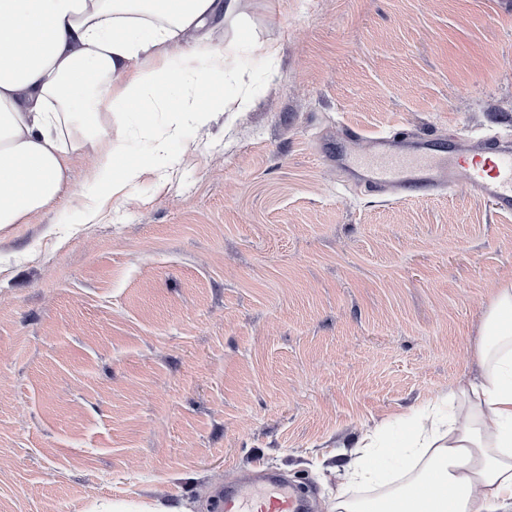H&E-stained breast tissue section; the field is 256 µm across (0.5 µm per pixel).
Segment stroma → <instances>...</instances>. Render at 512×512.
Returning a JSON list of instances; mask_svg holds the SVG:
<instances>
[{
  "label": "stroma",
  "instance_id": "35a3bbf8",
  "mask_svg": "<svg viewBox=\"0 0 512 512\" xmlns=\"http://www.w3.org/2000/svg\"><path fill=\"white\" fill-rule=\"evenodd\" d=\"M206 35L227 110L129 132L153 168L123 197L101 143L69 152L0 229V512H214L255 465L327 512L344 442L477 371L512 216L368 192L336 134L512 139V0H239Z\"/></svg>",
  "mask_w": 512,
  "mask_h": 512
}]
</instances>
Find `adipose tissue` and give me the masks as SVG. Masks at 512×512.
I'll return each mask as SVG.
<instances>
[{
	"instance_id": "adipose-tissue-1",
	"label": "adipose tissue",
	"mask_w": 512,
	"mask_h": 512,
	"mask_svg": "<svg viewBox=\"0 0 512 512\" xmlns=\"http://www.w3.org/2000/svg\"><path fill=\"white\" fill-rule=\"evenodd\" d=\"M238 0H0V228L25 223L69 181L85 140L148 128V106L205 119L225 75L202 31ZM210 63L187 70L197 54ZM114 105L100 123L102 100ZM477 379L405 417L406 444L368 432L338 466L328 512H512V279L474 348Z\"/></svg>"
}]
</instances>
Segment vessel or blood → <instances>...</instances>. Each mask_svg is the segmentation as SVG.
Segmentation results:
<instances>
[{
    "mask_svg": "<svg viewBox=\"0 0 512 512\" xmlns=\"http://www.w3.org/2000/svg\"><path fill=\"white\" fill-rule=\"evenodd\" d=\"M345 141V160L366 173V184L396 198L426 197L452 188L467 176L476 192L500 215H512V144L493 139L465 141L449 135L446 145L420 140L399 142L381 134L370 138L369 150H351L359 131L339 133ZM219 512H257L268 505L271 512H305V505L286 482L254 469L226 483L216 496Z\"/></svg>",
    "mask_w": 512,
    "mask_h": 512,
    "instance_id": "obj_1",
    "label": "vessel or blood"
}]
</instances>
